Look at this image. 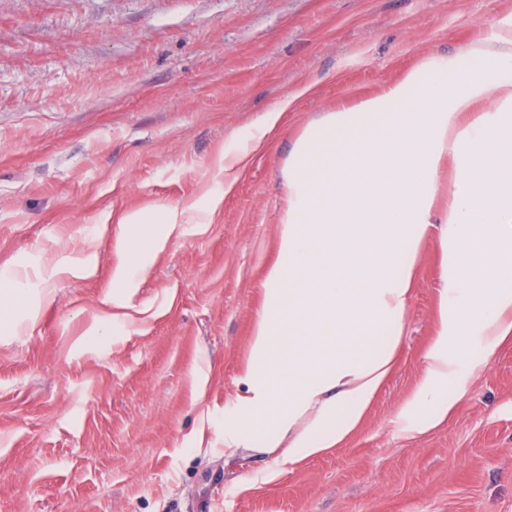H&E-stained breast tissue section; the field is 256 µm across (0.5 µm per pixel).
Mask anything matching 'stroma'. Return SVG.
I'll use <instances>...</instances> for the list:
<instances>
[{
    "instance_id": "obj_1",
    "label": "stroma",
    "mask_w": 512,
    "mask_h": 512,
    "mask_svg": "<svg viewBox=\"0 0 512 512\" xmlns=\"http://www.w3.org/2000/svg\"><path fill=\"white\" fill-rule=\"evenodd\" d=\"M506 23L512 0H0V269L26 267L37 303L0 335V512H512V345L472 372L471 343L447 422L397 428L437 330L435 233L397 365L345 443L295 467L220 443L297 137ZM190 205L204 226L158 255L126 333L75 348L112 291L111 225ZM92 237L97 277L39 303L40 270Z\"/></svg>"
}]
</instances>
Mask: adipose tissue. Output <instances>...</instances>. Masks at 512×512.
I'll use <instances>...</instances> for the list:
<instances>
[{"label":"adipose tissue","mask_w":512,"mask_h":512,"mask_svg":"<svg viewBox=\"0 0 512 512\" xmlns=\"http://www.w3.org/2000/svg\"><path fill=\"white\" fill-rule=\"evenodd\" d=\"M456 176L440 222L439 330L402 431L447 421L458 355L479 337L483 356L512 343V28L430 57L352 107H331L288 156L278 260L265 273L242 394L224 408L225 449L297 464L353 432L392 373L430 234L444 159ZM112 294L79 338L90 348L127 328L144 275L182 232L176 207L123 214ZM20 267L0 271V332L17 333L27 299ZM426 415H418V408Z\"/></svg>","instance_id":"obj_1"}]
</instances>
